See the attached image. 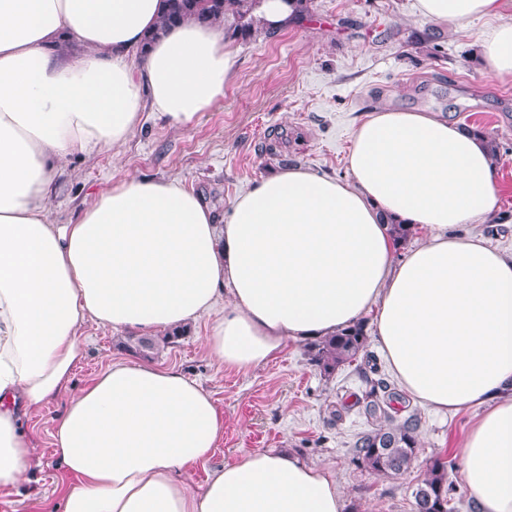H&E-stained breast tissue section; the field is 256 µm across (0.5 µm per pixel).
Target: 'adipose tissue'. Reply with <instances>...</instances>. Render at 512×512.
I'll return each mask as SVG.
<instances>
[{
    "label": "adipose tissue",
    "instance_id": "obj_1",
    "mask_svg": "<svg viewBox=\"0 0 512 512\" xmlns=\"http://www.w3.org/2000/svg\"><path fill=\"white\" fill-rule=\"evenodd\" d=\"M418 10L494 19L485 62L512 74V0ZM160 22V0H0V490L26 482V421L59 400L54 455L76 479L62 512H344L333 472L289 451L244 453L190 487L224 413L178 368L116 361L72 380L89 322L151 333L212 312L209 357L247 372L370 312L401 388L438 412L480 409L455 450L462 478L478 512H512V257L456 232L497 215L480 137L379 109L353 136L348 178L274 172L221 217L181 181L130 179L52 223L65 163L122 146L144 106L187 127L223 99V28ZM394 222L424 241L396 256Z\"/></svg>",
    "mask_w": 512,
    "mask_h": 512
}]
</instances>
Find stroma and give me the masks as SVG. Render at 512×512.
<instances>
[{"mask_svg": "<svg viewBox=\"0 0 512 512\" xmlns=\"http://www.w3.org/2000/svg\"><path fill=\"white\" fill-rule=\"evenodd\" d=\"M484 20L465 26L423 18L417 0H309L301 22L275 34L229 37L236 52L224 98L187 128L152 111L123 146L65 164L51 199V219L76 220L94 190L132 178L181 180L203 194L216 214L260 178L288 167L345 177L355 129L376 109L427 111L458 126H480L499 147L501 219L465 224L461 233L483 236L512 254V75L486 68ZM205 315L184 336L144 355L125 349L124 333L87 323V354L77 366L82 387L117 360L180 368L208 388L224 413V438L206 462L187 474L194 486L207 473L251 451L284 450L330 469L348 512H412L413 491L430 460L448 461L456 512H472L454 449L478 411L435 413L414 397L395 404L396 421L416 415L417 457L409 472L377 475L352 460L351 448L369 424L360 405L371 381L393 383L375 341L366 355L326 376L312 366L302 342H288L277 357L247 373L224 370L207 355ZM60 402L33 414L29 424L38 462L25 495L0 493V512H60V489L71 479L58 466L49 432Z\"/></svg>", "mask_w": 512, "mask_h": 512, "instance_id": "35a3bbf8", "label": "stroma"}]
</instances>
